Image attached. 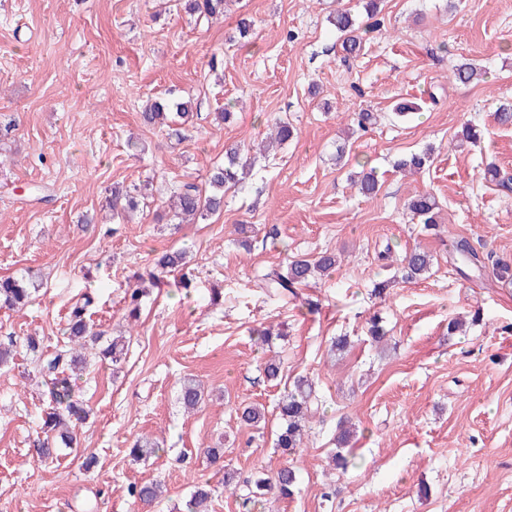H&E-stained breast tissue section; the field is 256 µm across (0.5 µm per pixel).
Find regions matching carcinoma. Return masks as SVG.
Returning <instances> with one entry per match:
<instances>
[{
	"label": "carcinoma",
	"instance_id": "1",
	"mask_svg": "<svg viewBox=\"0 0 512 512\" xmlns=\"http://www.w3.org/2000/svg\"><path fill=\"white\" fill-rule=\"evenodd\" d=\"M185 9L207 20L224 14V0H184ZM329 23L340 34L341 48L347 58H355L363 50L365 35L373 32L375 25L357 22L349 10H338L332 15ZM455 81L467 84L478 79L477 69L467 61H460L451 67ZM175 110V115L183 120L192 117L193 102L184 100L170 104L156 100L146 106L141 113V121L146 126L163 125L169 117V110ZM430 163V154L411 153L399 159L395 167L401 172H423ZM249 168V163L241 159L238 148H231L225 153L224 165L213 168L208 188L202 189L193 183H187L174 189L170 202L174 216L181 222L195 223L205 220L224 208V188L240 182L239 174ZM483 176L491 177L504 190L512 189V174L504 172L494 165L488 166ZM355 186L364 195H373L378 191V180L374 170L361 171L357 175ZM147 185L112 187L108 199L113 217L120 218L128 210H133L139 201L146 198ZM409 209L421 223L427 227L439 224L438 201L435 196L424 193L412 198ZM455 255L467 266L483 267V260L476 249L465 239H459L453 244ZM185 252L177 251L164 253L157 258L155 270L149 273L152 284H157L159 275L171 273L184 266ZM430 256L427 252L414 250L405 254L401 260L403 279L416 280L429 268ZM336 267V255L325 252L310 260L295 257L289 260L282 269H273L265 274L262 287L275 294H296V288L309 283L318 276L325 275ZM31 288L25 278H0V308L9 309L23 306L29 302ZM94 302V297L86 293L83 302L74 307L72 316L63 329L69 347L62 348L53 354H46L39 347L36 337L25 338L24 346L32 353V362L38 373L47 377L49 387L50 411L46 413L42 429L44 437L32 448V456L40 462L58 459L61 450L71 449L76 445L75 428L84 423L88 416L82 403L74 400L72 379L77 377L82 363V350L91 344L100 343L101 336L93 330V325L87 319L86 311ZM312 386L309 381L299 379L293 389L283 396L278 404L280 427L276 447L282 453L290 455L300 447L306 423L312 417L311 409ZM179 400L188 411L198 409L201 403V393L195 383L186 380L181 384ZM156 453L153 442L139 440L130 449V455L135 460L151 457ZM296 483L295 471L285 466L272 477L262 471L256 472L246 481L247 500L259 503L268 495L273 494L281 499H288L294 494ZM161 488L156 483H133L128 486V495L142 504H150L159 498ZM189 512H211L212 493L207 487H195L188 502Z\"/></svg>",
	"mask_w": 512,
	"mask_h": 512
}]
</instances>
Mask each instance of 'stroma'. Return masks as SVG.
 <instances>
[{
	"mask_svg": "<svg viewBox=\"0 0 512 512\" xmlns=\"http://www.w3.org/2000/svg\"><path fill=\"white\" fill-rule=\"evenodd\" d=\"M341 8L361 10L358 0H226L211 22L178 0H0V276L31 273L37 288L25 308H0V340L34 334L60 349L69 308L87 291L95 330L126 338L120 363L87 351L75 395L92 414L76 454L46 465L30 449L48 388L24 350L0 369V512H70L84 500L94 512H183L204 483L213 512H248L243 480L287 465L293 497L249 512H512V284L493 275L495 262L512 264V192L480 177L491 162L512 172V126L494 120L512 102V0H384L381 32L348 66L328 22ZM462 58L484 81H449ZM156 97L194 101L181 137L143 125ZM402 100L421 110L401 124L391 109ZM358 112L380 119L337 166L336 143ZM278 120L296 138L255 158L221 214L175 225L170 191L206 186L227 147H257ZM467 123L480 144L462 143ZM428 146V169L396 171L400 156ZM364 162L380 183L369 198L348 180ZM117 183L149 186L122 224L104 208ZM31 186L45 200L26 199ZM425 192L439 202L435 231L408 208ZM461 237L483 268L455 260ZM415 248L432 255L431 269L402 281L397 258ZM176 250L188 253L191 288L171 273L129 318L127 290ZM387 250L393 262L381 260ZM325 251L339 266L298 298L259 288L271 268ZM374 316L387 346L367 334ZM459 317L465 331L449 334ZM261 326L279 335L271 350L252 340ZM339 336L342 351L332 348ZM271 354L275 381L264 372ZM188 377L204 388L193 413L178 399ZM300 377L314 384L316 411L286 457L275 446L277 404ZM251 404L265 408L255 426L239 419ZM347 422L356 433L343 470L330 456ZM142 437L159 451L136 462ZM208 448L223 449V469ZM83 455L95 456L92 470ZM147 481L164 485L162 498L134 502L128 485Z\"/></svg>",
	"mask_w": 512,
	"mask_h": 512,
	"instance_id": "obj_1",
	"label": "stroma"
}]
</instances>
